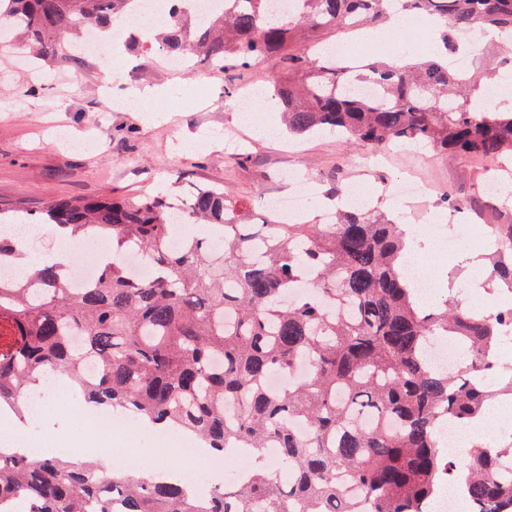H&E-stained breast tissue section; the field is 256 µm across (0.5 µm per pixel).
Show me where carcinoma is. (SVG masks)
I'll use <instances>...</instances> for the list:
<instances>
[{
	"instance_id": "carcinoma-1",
	"label": "carcinoma",
	"mask_w": 512,
	"mask_h": 512,
	"mask_svg": "<svg viewBox=\"0 0 512 512\" xmlns=\"http://www.w3.org/2000/svg\"><path fill=\"white\" fill-rule=\"evenodd\" d=\"M140 2L0 0V43H29L61 64L67 36L89 24L106 41ZM295 2L284 14L275 0H224L221 13L195 27L176 6L157 50L200 59L214 73L280 56L286 68L271 95L293 137L328 131L357 147L424 143L512 160V111L472 107L477 84L448 64L463 31L512 34V0H401L409 14L439 22L442 43L402 66H357L328 49L311 58L298 34L391 22L389 0ZM177 202L170 193L60 197L34 217L19 206L0 212L1 224H46L65 240L112 243L86 288L70 287L61 260L0 279V411L25 418V389L65 373L85 399L223 456L249 448L261 460L274 446L278 470L257 465L249 480L203 494L153 476H111L91 462L0 451V512H355L341 475L368 512H428L437 488L454 480L465 483L470 512H512V472L504 475L512 445L478 443L458 459L439 440L444 421L469 425L492 400L512 398V367L499 360L512 303L490 317L446 298L420 304L403 273L406 232L378 206L339 208L333 224H282L269 212L256 223L224 187L197 186L183 205L201 232L174 244ZM494 234L490 278L511 292L512 225ZM212 239L222 252L211 250ZM132 249L152 267L150 281L125 263ZM23 256L0 238V260L17 265ZM307 273L315 294L286 304ZM438 339L457 345L461 370L430 363ZM87 359L95 378L84 375ZM305 362L304 379L281 391L267 386ZM228 403L238 406L231 416Z\"/></svg>"
}]
</instances>
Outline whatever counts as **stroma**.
<instances>
[{
    "mask_svg": "<svg viewBox=\"0 0 512 512\" xmlns=\"http://www.w3.org/2000/svg\"><path fill=\"white\" fill-rule=\"evenodd\" d=\"M109 50L126 58V72H108L102 55L73 58L57 73L44 61L37 69L26 67L23 49L0 54V207L19 205L35 213L50 197H139L165 187L185 196L195 184L207 183L224 186L258 211L263 196L284 187L290 172L317 188L316 201L303 215L307 221L315 220L330 187L352 183L378 190L381 208L403 224H512V182L507 198L487 197L490 173L480 158L405 144L392 157L367 159L330 133L301 141L261 134L259 124H280L279 111L241 103L239 94L248 85L270 88L282 71L279 58L225 71L216 81L205 67L172 69L125 39ZM156 86L170 91L162 111L140 112L129 105L133 89ZM185 89L194 104L182 102ZM231 132L246 134L247 159L225 154L219 139ZM404 171L435 187L427 202L408 212L390 198ZM446 192L464 203L463 211L442 205ZM42 403L40 420L10 422L11 431L87 458L109 448L114 466L123 467L114 437L92 430L74 389L47 391Z\"/></svg>",
    "mask_w": 512,
    "mask_h": 512,
    "instance_id": "1",
    "label": "stroma"
}]
</instances>
